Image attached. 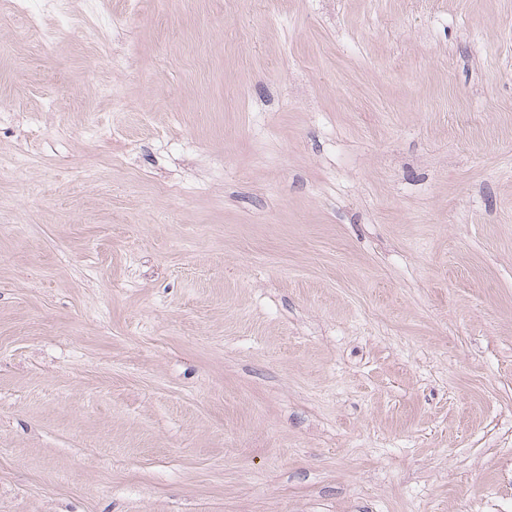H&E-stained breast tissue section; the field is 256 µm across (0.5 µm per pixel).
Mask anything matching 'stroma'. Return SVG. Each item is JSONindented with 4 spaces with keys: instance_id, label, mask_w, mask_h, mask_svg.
<instances>
[{
    "instance_id": "1",
    "label": "stroma",
    "mask_w": 512,
    "mask_h": 512,
    "mask_svg": "<svg viewBox=\"0 0 512 512\" xmlns=\"http://www.w3.org/2000/svg\"><path fill=\"white\" fill-rule=\"evenodd\" d=\"M67 10L0 0V512H512V0ZM65 0H39L36 3L35 10L32 11L24 4L21 8L28 13L30 18V31L44 44L52 42L53 33L44 31L38 24L37 15L51 13L67 20L68 23L78 26L83 38L89 43H98L103 37L101 25L85 22L81 18L73 17L68 14Z\"/></svg>"
}]
</instances>
